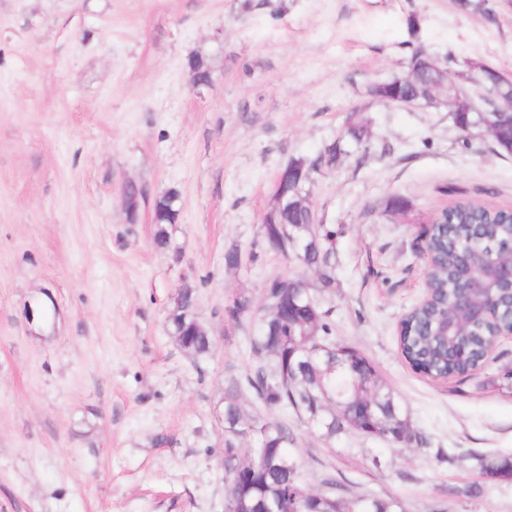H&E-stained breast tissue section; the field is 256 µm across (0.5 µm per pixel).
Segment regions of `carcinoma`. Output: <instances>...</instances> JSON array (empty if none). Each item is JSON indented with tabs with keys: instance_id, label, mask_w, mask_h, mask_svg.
I'll use <instances>...</instances> for the list:
<instances>
[{
	"instance_id": "obj_1",
	"label": "carcinoma",
	"mask_w": 512,
	"mask_h": 512,
	"mask_svg": "<svg viewBox=\"0 0 512 512\" xmlns=\"http://www.w3.org/2000/svg\"><path fill=\"white\" fill-rule=\"evenodd\" d=\"M459 7L493 21L496 18L491 0H459ZM424 51L417 48L408 61L416 77L405 81L378 83L368 93L382 101L416 98L422 83L437 79V74L426 68ZM497 69L483 63L466 61L456 71L454 121L466 119L484 129L494 128L488 134L495 147L512 143V123L496 115L497 99L505 88L497 84ZM179 194L170 190L153 203L157 231L154 243L166 248L170 243L167 226L177 222ZM282 223L293 228L298 241L309 237L307 228L313 221L309 205L285 207L280 214ZM430 241L426 262L429 267V287L437 296L452 297L456 286V269L463 253L470 251L469 237L459 227L468 224H496L497 236L502 241L512 239V213L473 202H458L448 208ZM330 251L318 247L300 251L299 261L321 271V287L334 284L331 275L323 272L328 266ZM251 305L246 296L235 298L224 306V317L241 319ZM451 305L438 304L417 310L409 327L410 334L400 337L401 353L417 372L429 378L446 372L467 376L482 366L484 347L492 330L486 326H467L460 329L467 344L468 357L454 361L449 351L456 344L438 339L434 332L441 322L453 319ZM190 353L204 357L212 351L211 337L191 336ZM251 350L256 358L252 371L241 380H235L224 389V470L228 475L244 473L249 476L251 490L248 496L250 512H266V506L278 501L288 503V494L304 493V508L310 512H404L398 500L374 496H359L345 501L315 493L299 481L298 464L289 453L293 436L288 425L279 421L244 420L240 398L243 392L268 408L284 414L304 416L322 435L336 437L356 432L374 436L387 442L405 441L424 449L428 437L420 429L408 424L407 416L396 392L378 376L371 362L356 348L336 341L329 312L301 303L292 304L283 299L279 309L261 314L255 333L250 337ZM247 439L252 445L235 446L234 439ZM439 462L467 463L469 469L488 480H512V455H486L475 451L450 452L438 448Z\"/></svg>"
}]
</instances>
